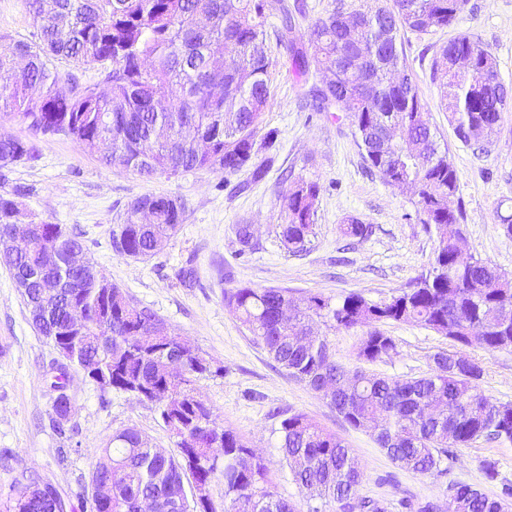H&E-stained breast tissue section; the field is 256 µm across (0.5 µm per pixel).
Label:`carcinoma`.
<instances>
[{
    "label": "carcinoma",
    "mask_w": 512,
    "mask_h": 512,
    "mask_svg": "<svg viewBox=\"0 0 512 512\" xmlns=\"http://www.w3.org/2000/svg\"><path fill=\"white\" fill-rule=\"evenodd\" d=\"M466 0H394V10H344L337 5L308 26L312 56L289 44L294 72L310 63L327 79L317 91L319 108L345 112L370 168L415 201L423 223L434 227L438 245L430 271L387 301L360 293L339 299L310 293L295 301L280 288H237L229 306L256 342L287 375L323 395L356 429H370L388 457L420 475L447 471L448 448L487 438L512 440V402L477 388L481 363L459 369L447 352L432 357L429 372L400 379L351 371L336 362L329 334L366 329L357 357L373 362L396 353V341L380 324L412 323L455 344L488 352L512 349V277L474 257L462 265L461 210L449 202L459 189L449 151L441 149L409 74L398 34L451 26ZM39 41L13 40L0 48V110L7 109L29 137L0 140V168L39 160L37 139L63 135L105 166L120 165L141 176L178 175L208 168L232 173L254 155L255 135L270 105L272 65L265 28V0H27ZM449 121L466 145L490 142L508 105L493 55L461 34L443 46ZM359 61L369 86L344 71ZM104 66L101 80L83 86L55 62ZM224 82L222 96L211 81ZM185 125L210 141L199 151L182 133ZM0 195V248L8 244L21 213L17 198ZM318 184L293 179L285 192L278 235L292 253L306 250L313 234ZM182 204L170 196L132 201L112 241L130 256L151 257L181 224ZM40 248L4 263L28 288L30 314L52 349L69 363L53 366V387H64L68 369L95 363L115 391L148 402L176 438L167 456L145 433L125 428L106 440L94 472L112 486V500L97 512H140L151 499L158 512H187L191 488L211 493L224 481V502L208 498L198 512H298L296 504L269 486L263 459L231 430L219 426L198 394L197 382L213 374L199 349L162 332L165 322L138 307L91 261L68 269L63 258L83 250L59 224L40 226ZM53 281L54 288L43 284ZM83 314L84 330L70 323ZM180 358L186 374L173 377L167 359ZM279 451L309 512H388L381 500L361 497L359 463L336 434L302 414L280 421ZM26 498L23 512H61L56 489L31 482L15 486ZM456 512H508L512 486L489 496L480 488L450 485Z\"/></svg>",
    "instance_id": "cac0c4a2"
}]
</instances>
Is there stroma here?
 <instances>
[{
    "label": "stroma",
    "instance_id": "35a3bbf8",
    "mask_svg": "<svg viewBox=\"0 0 512 512\" xmlns=\"http://www.w3.org/2000/svg\"><path fill=\"white\" fill-rule=\"evenodd\" d=\"M366 9L375 0H288L302 14L291 33L306 41L314 20L337 2ZM271 105L255 136L251 165L234 173L198 169L177 176L145 178L120 167L107 168L64 136L39 141L40 158L0 171V195L28 188L23 210L36 221L62 225L79 235L84 253L138 306L151 309L175 335L189 340L219 367L198 388L217 423L235 432L265 457L269 478L282 496L307 502L291 481L278 450V420L272 408L302 414L341 437L362 470L360 496L392 502L391 512H404L406 499L444 501L450 484L466 482L490 495L512 484V440L479 439L456 448L442 475L421 476L397 467L373 434L350 427L326 400L289 378L242 325L224 295L241 287L282 288L294 296L318 293L337 298L350 292L380 302L398 294L428 270L437 244L414 201L369 170L351 122L341 112L313 109L309 91L321 86L322 73L310 67L296 77L288 51L275 36L279 24L274 6L266 8ZM465 33L487 48L497 61L501 82L512 89V0H467L452 26L431 33L400 30L398 40L408 72L432 126L449 148L459 190L453 207L464 213V254L488 259L512 274V239L500 215L512 213V105L502 114L485 150L463 144L448 120L442 79L433 65L448 40ZM265 163L261 179L254 164ZM319 185L314 233L305 251L294 254L281 243L277 226L290 177ZM144 195L177 198L184 206L177 233L155 255L136 259L119 253L112 243L128 205ZM370 225L363 238H348L341 227L348 219ZM252 225V248H241L236 227ZM385 330L397 343L395 355L374 363L356 355L359 334L340 331L331 338L338 362L351 368L397 378L426 374L435 353L455 351L448 338L421 326L390 323ZM467 356L479 360L484 374L480 390L512 402V351L488 352L472 346ZM51 348L30 319L12 269L0 263V512L20 482L51 483L69 512H89V478L104 441L113 432L134 428L157 447L175 451L154 406L127 394L100 390L81 373H72L68 393L73 413L57 427L50 387ZM494 462L497 481H487L484 462Z\"/></svg>",
    "mask_w": 512,
    "mask_h": 512
}]
</instances>
